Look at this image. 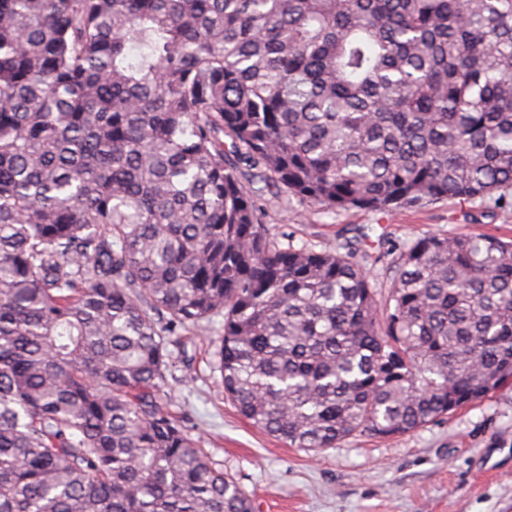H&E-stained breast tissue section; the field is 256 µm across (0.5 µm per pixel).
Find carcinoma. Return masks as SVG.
I'll return each mask as SVG.
<instances>
[{"mask_svg": "<svg viewBox=\"0 0 512 512\" xmlns=\"http://www.w3.org/2000/svg\"><path fill=\"white\" fill-rule=\"evenodd\" d=\"M244 169L511 206L512 0H0V512H253L157 401L214 316L225 395L307 451L512 379V241L297 245Z\"/></svg>", "mask_w": 512, "mask_h": 512, "instance_id": "carcinoma-1", "label": "carcinoma"}]
</instances>
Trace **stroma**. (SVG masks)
Returning <instances> with one entry per match:
<instances>
[{
  "mask_svg": "<svg viewBox=\"0 0 512 512\" xmlns=\"http://www.w3.org/2000/svg\"><path fill=\"white\" fill-rule=\"evenodd\" d=\"M260 203L272 234L327 249L366 224L397 246L425 233L512 239V208L490 216L447 199L380 220L359 209L326 213L269 191ZM223 322L213 317L185 336L184 348H172L160 403L250 495L254 512H512V380L413 432L358 433L308 452L259 431L225 398L216 357Z\"/></svg>",
  "mask_w": 512,
  "mask_h": 512,
  "instance_id": "obj_1",
  "label": "stroma"
}]
</instances>
